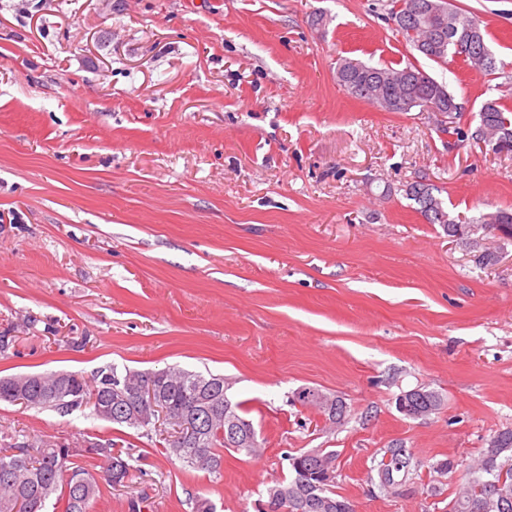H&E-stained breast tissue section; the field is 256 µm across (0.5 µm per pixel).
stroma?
I'll list each match as a JSON object with an SVG mask.
<instances>
[{"label":"stroma","instance_id":"obj_1","mask_svg":"<svg viewBox=\"0 0 512 512\" xmlns=\"http://www.w3.org/2000/svg\"><path fill=\"white\" fill-rule=\"evenodd\" d=\"M504 66L419 55L388 0H0V377L108 365L224 375L263 446L219 472L167 456L160 429L91 407L0 402V437L130 450L89 512H257L285 454L336 455L355 512H445L456 474L512 428V241L494 261L426 223V178L466 218L512 211V155L471 138L482 104L512 110V0H454ZM425 70L461 104L449 140L429 112L355 99L336 61ZM342 399L332 427L299 388ZM445 405L398 412L414 388ZM422 467L400 494L369 481L382 448Z\"/></svg>","mask_w":512,"mask_h":512}]
</instances>
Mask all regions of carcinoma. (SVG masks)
Listing matches in <instances>:
<instances>
[{"instance_id":"obj_1","label":"carcinoma","mask_w":512,"mask_h":512,"mask_svg":"<svg viewBox=\"0 0 512 512\" xmlns=\"http://www.w3.org/2000/svg\"><path fill=\"white\" fill-rule=\"evenodd\" d=\"M390 18L397 31L420 55L441 63L466 47L462 61L470 68L491 74L498 69L486 31L478 18L467 14L448 0H391ZM336 82L351 96L386 112H410L413 103L422 107L437 102L441 109L438 127L443 133L464 137L456 126L461 106L447 87L413 63L403 67L373 66L357 59L341 57L336 63ZM477 144L495 153L512 154V111L498 102H486L478 113L474 131ZM405 196L418 205V212L429 224H438L450 237L472 248L475 226L492 231L505 228L512 240V212L499 209L483 213L467 222L451 216L441 198V189L431 183L410 182ZM149 379L158 401L166 406L169 419L193 425L183 438L169 434L164 452L188 463L194 469L216 473L224 461V451L257 452L252 421L244 416L242 403H234L240 439L224 438V377H208L182 368L134 370L110 365L88 381L77 372L21 373L0 377V400L27 407H50L67 413L83 405L93 407L96 417L128 429L147 426V409L129 395L131 385ZM86 452L110 460L106 481L120 486L129 479V464L120 453H113L112 441L94 443ZM74 449L41 439L4 443L0 448V512H45L51 500L64 503V512H89L101 493L100 483L83 467L75 464ZM288 480L275 481L280 506L288 512H354L351 503L333 490L336 471L325 474L317 461H336L331 451L314 448L299 454H286ZM421 464L407 448H385L373 459L370 480L388 471L393 483L379 484L392 493L418 473ZM448 512H512V428L499 431L488 448L468 464L455 482Z\"/></svg>"}]
</instances>
